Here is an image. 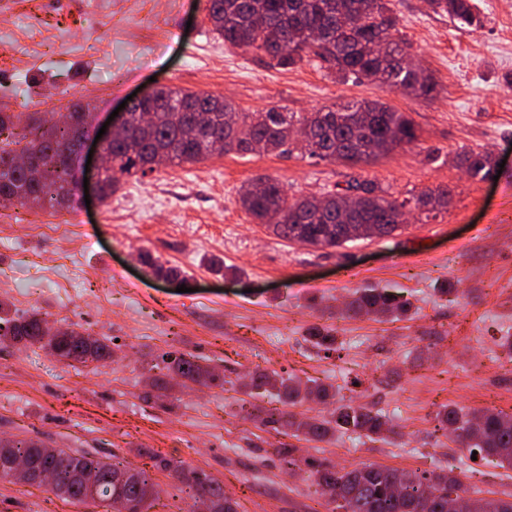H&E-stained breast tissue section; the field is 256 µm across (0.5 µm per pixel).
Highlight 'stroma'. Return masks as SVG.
Here are the masks:
<instances>
[{"instance_id": "35a3bbf8", "label": "stroma", "mask_w": 512, "mask_h": 512, "mask_svg": "<svg viewBox=\"0 0 512 512\" xmlns=\"http://www.w3.org/2000/svg\"><path fill=\"white\" fill-rule=\"evenodd\" d=\"M399 35L444 95L414 99L339 79L303 61L271 66L224 43L208 0H0V110L66 112L91 102L104 124L136 91L153 86L220 95L243 112H312L379 99L412 119L416 139L372 165L348 168L294 151L228 153L125 177L103 204L76 196L77 218L0 203V300L10 314L39 311L77 324L104 344L106 363L68 366L40 345L0 342V437L33 439L147 470L160 497L150 512H196L152 454L183 462L224 486L240 512H328L306 471L276 450L339 467L372 462L446 473L464 488L512 494V471L471 459L438 428L448 405L512 414V0H477L485 28H457L427 0H394ZM491 152L499 178L473 179L463 152ZM269 176L289 197L319 195L359 176L402 199L450 191L437 216L414 211L392 236L336 248L273 235L241 207L242 185ZM183 271L186 292L155 278L141 254ZM354 271L342 278L343 267ZM410 302L407 317L339 316L355 290ZM335 329L341 359L307 342ZM180 351L224 376V386L182 384L158 356ZM288 374L386 414L387 441L292 440L253 420L274 400L250 396L253 374ZM168 383L155 396L151 378ZM0 512H103L45 486L0 479Z\"/></svg>"}]
</instances>
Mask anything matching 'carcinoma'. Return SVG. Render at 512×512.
Wrapping results in <instances>:
<instances>
[{"label": "carcinoma", "instance_id": "cac0c4a2", "mask_svg": "<svg viewBox=\"0 0 512 512\" xmlns=\"http://www.w3.org/2000/svg\"><path fill=\"white\" fill-rule=\"evenodd\" d=\"M435 11L443 12L460 28L474 30L484 26L485 16L475 0H432ZM209 22L224 42L269 59V63L287 68L304 59H314L344 79L375 82L388 91H400L415 99H434L445 92L422 68L403 62L410 46L393 36L398 18L390 0H210ZM155 119L142 122V113L133 108L124 135L109 146L112 170L102 176L103 199H109L119 187L117 175L133 176L154 171V159L166 157V163H197L211 153L208 140L223 141V152L242 155L287 153L290 132L295 126L308 129L305 149L311 158L343 165H369L381 157L415 140L412 121L380 100H360L325 107L305 114L280 112H242L221 96L166 88L158 92L150 105ZM91 112L80 102L70 105L68 120L51 123L35 117L21 126L12 112H0V197L16 198L27 208H67L73 190L62 194L45 191L49 183L64 188L65 172L56 168L57 159L77 151V140ZM35 157L43 169L44 182L36 181L23 167L14 165L18 157ZM472 178L483 179L495 168L486 153L459 156ZM264 188L256 192L242 188L240 205L260 224L289 241H304L315 248H334L359 240L350 225L338 222L343 200L336 193L324 194L325 203L316 206L306 196L288 198L281 183L261 178ZM364 195L360 210L352 218L355 225H366L373 237L384 238L406 225V209L441 211L448 206V188L437 186L402 200L386 195L373 181L353 177L347 182ZM5 303L0 301V337H28L50 351L64 350L80 363H105L121 345L109 346L98 341L85 348L83 333L70 329L71 340L62 341L44 335V319L34 311L19 319L3 316ZM409 303L371 288L355 291L341 314L347 317L370 315L399 317L409 312ZM306 340L325 358L341 357L342 343L331 328H313ZM162 362L182 382L222 385L225 380L199 363L191 354L165 352ZM245 387L250 394L270 396L288 407L307 400L332 405L329 416L299 417L287 411L269 413L265 425L283 423L292 436L323 441L336 434L340 437L362 435L386 439L396 435L387 417L378 410L352 400L336 399L328 387L303 385L277 372L251 376ZM439 429L452 441L498 458L500 466L512 469V415L506 413L464 412L448 406L438 414ZM15 453L32 461L37 469L57 474L51 490L65 500L105 504L104 512H122L118 500L132 503L139 512H149L157 498V484L144 470L139 480L117 486L114 477L126 465L107 463L87 455L77 456L62 448L47 452L41 444L17 440ZM311 476L318 487L332 485L336 496L327 499L334 505L331 512H448V494H458L462 483L446 475L417 474L362 463L352 468L336 469L325 462L308 460ZM157 468L175 473L181 486L177 490L194 500L197 512H238L239 503L224 493V486L210 476L196 478L166 458H157ZM467 512H512V494L505 498H488L475 491L467 498Z\"/></svg>", "mask_w": 512, "mask_h": 512}]
</instances>
